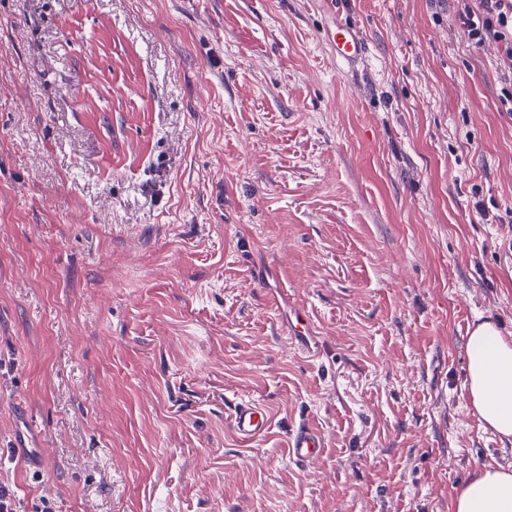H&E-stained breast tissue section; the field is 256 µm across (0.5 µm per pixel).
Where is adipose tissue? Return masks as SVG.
<instances>
[{"label": "adipose tissue", "mask_w": 512, "mask_h": 512, "mask_svg": "<svg viewBox=\"0 0 512 512\" xmlns=\"http://www.w3.org/2000/svg\"><path fill=\"white\" fill-rule=\"evenodd\" d=\"M465 388L479 420L512 440V337L490 321L475 325ZM452 512H512V466L485 467L458 488Z\"/></svg>", "instance_id": "adipose-tissue-1"}]
</instances>
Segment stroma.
Instances as JSON below:
<instances>
[{
	"mask_svg": "<svg viewBox=\"0 0 512 512\" xmlns=\"http://www.w3.org/2000/svg\"><path fill=\"white\" fill-rule=\"evenodd\" d=\"M458 9L0 0L19 512H451L512 465L464 388L475 322L512 336V115ZM337 17L367 43L352 72ZM249 399L272 429L246 443ZM232 426L244 442H252L269 432L272 420L266 408L256 400L238 403L232 414ZM288 447L293 461L308 465L318 457L322 441L314 428L303 425L290 435Z\"/></svg>",
	"mask_w": 512,
	"mask_h": 512,
	"instance_id": "stroma-1",
	"label": "stroma"
}]
</instances>
